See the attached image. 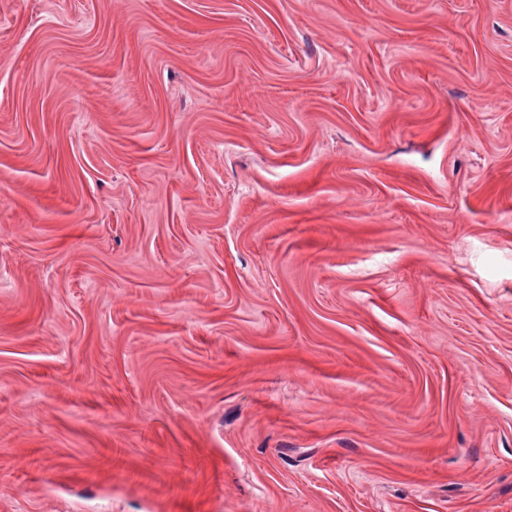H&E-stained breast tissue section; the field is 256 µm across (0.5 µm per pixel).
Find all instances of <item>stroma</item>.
Segmentation results:
<instances>
[{"label": "stroma", "instance_id": "stroma-1", "mask_svg": "<svg viewBox=\"0 0 512 512\" xmlns=\"http://www.w3.org/2000/svg\"><path fill=\"white\" fill-rule=\"evenodd\" d=\"M0 512H512V0H0Z\"/></svg>", "mask_w": 512, "mask_h": 512}]
</instances>
